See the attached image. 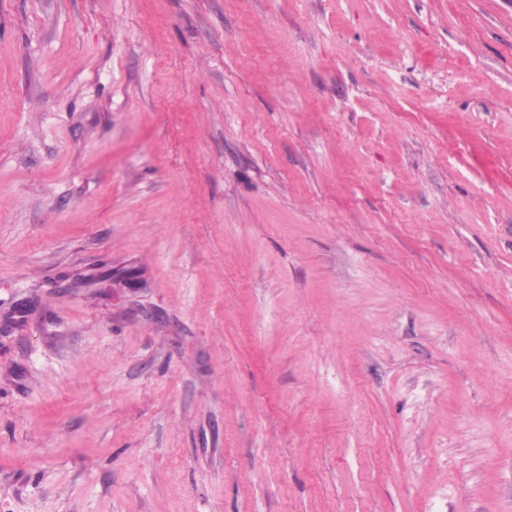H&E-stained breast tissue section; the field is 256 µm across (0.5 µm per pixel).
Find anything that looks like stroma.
Masks as SVG:
<instances>
[{"label":"stroma","instance_id":"1","mask_svg":"<svg viewBox=\"0 0 512 512\" xmlns=\"http://www.w3.org/2000/svg\"><path fill=\"white\" fill-rule=\"evenodd\" d=\"M0 512H512V0H0Z\"/></svg>","mask_w":512,"mask_h":512}]
</instances>
